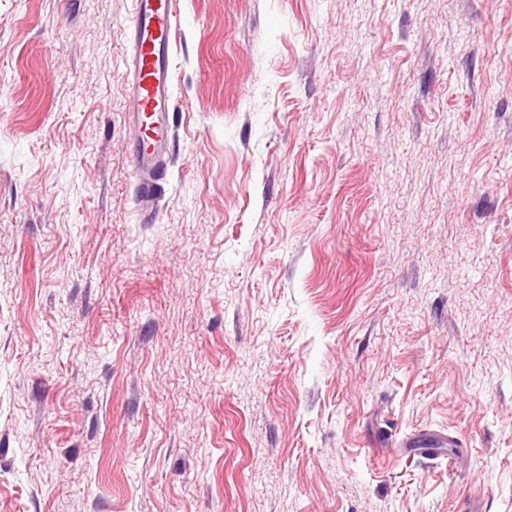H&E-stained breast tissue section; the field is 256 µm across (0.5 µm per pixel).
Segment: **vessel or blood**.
<instances>
[{"instance_id": "b4317fda", "label": "vessel or blood", "mask_w": 512, "mask_h": 512, "mask_svg": "<svg viewBox=\"0 0 512 512\" xmlns=\"http://www.w3.org/2000/svg\"><path fill=\"white\" fill-rule=\"evenodd\" d=\"M126 48L130 163L143 221H155L165 192L176 123L173 98L177 0H131Z\"/></svg>"}]
</instances>
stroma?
Masks as SVG:
<instances>
[{"label":"stroma","instance_id":"obj_1","mask_svg":"<svg viewBox=\"0 0 512 512\" xmlns=\"http://www.w3.org/2000/svg\"><path fill=\"white\" fill-rule=\"evenodd\" d=\"M130 9L0 0V512H512V0H178L150 224Z\"/></svg>","mask_w":512,"mask_h":512}]
</instances>
